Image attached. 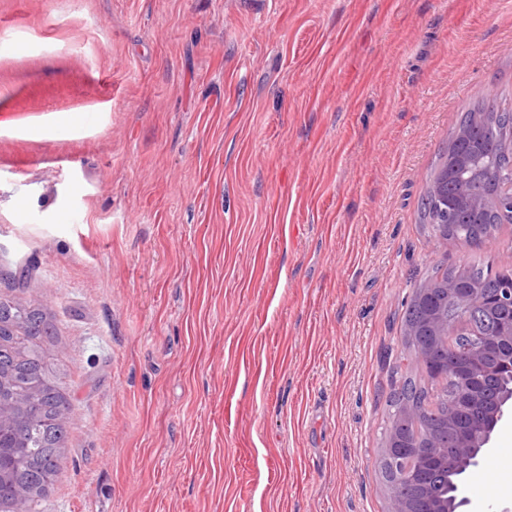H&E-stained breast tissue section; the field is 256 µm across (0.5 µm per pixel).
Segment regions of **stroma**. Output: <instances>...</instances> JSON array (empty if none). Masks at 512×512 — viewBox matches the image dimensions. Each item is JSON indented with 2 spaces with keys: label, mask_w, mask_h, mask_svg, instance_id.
Segmentation results:
<instances>
[{
  "label": "stroma",
  "mask_w": 512,
  "mask_h": 512,
  "mask_svg": "<svg viewBox=\"0 0 512 512\" xmlns=\"http://www.w3.org/2000/svg\"><path fill=\"white\" fill-rule=\"evenodd\" d=\"M512 108V0H0V298L72 405L38 512H391L390 363L461 113ZM512 416L465 482L512 512Z\"/></svg>",
  "instance_id": "obj_1"
}]
</instances>
